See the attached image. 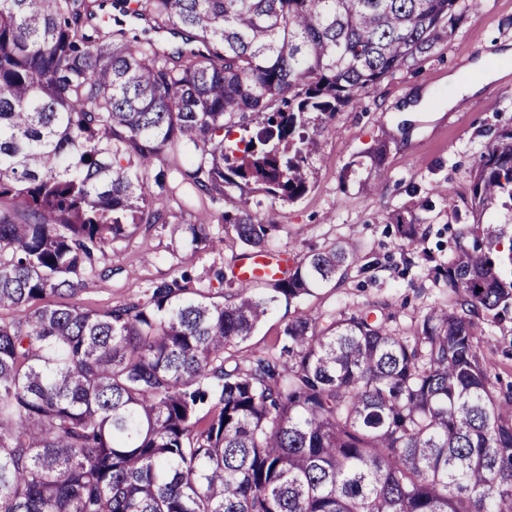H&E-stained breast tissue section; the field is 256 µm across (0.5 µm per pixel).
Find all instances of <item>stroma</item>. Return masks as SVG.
Wrapping results in <instances>:
<instances>
[{
  "label": "stroma",
  "mask_w": 512,
  "mask_h": 512,
  "mask_svg": "<svg viewBox=\"0 0 512 512\" xmlns=\"http://www.w3.org/2000/svg\"><path fill=\"white\" fill-rule=\"evenodd\" d=\"M509 43L512 0H480L479 9L429 56L319 123L314 175L301 198L278 200L251 185L213 202L173 188L171 224L140 228L114 244L101 261L108 276L71 295L46 296L45 304L104 310L184 272L194 287L221 297L226 288L216 271L249 262L243 245L225 234L220 221L223 212L242 204L258 216L272 207L278 211L281 228L268 241L274 256L298 258L338 243L351 245L357 255L340 281L279 304L246 342V351L271 347L288 319L300 314L327 316L385 301L397 322L407 325L433 305L451 304V289L433 282L435 268L452 255L459 230L440 191L469 197L476 161L494 133L512 125V73L453 107L448 101L456 89L448 76L481 57L487 66H497V53ZM375 181L379 190L368 191ZM203 211L212 215L209 232L223 238V248L190 244L185 227ZM398 212L423 217L416 247H409L392 223ZM477 341L493 381L512 385V304L484 321Z\"/></svg>",
  "instance_id": "1"
}]
</instances>
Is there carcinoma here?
I'll return each instance as SVG.
<instances>
[{
  "label": "carcinoma",
  "instance_id": "obj_1",
  "mask_svg": "<svg viewBox=\"0 0 512 512\" xmlns=\"http://www.w3.org/2000/svg\"><path fill=\"white\" fill-rule=\"evenodd\" d=\"M479 0H0V512H512V390L476 341L512 300L459 234L438 278L455 295L407 328L389 304L299 315L242 354L281 301L341 277L333 245L229 299L163 281L102 311L42 304L104 274L108 248L167 224L164 154L191 192L249 184L294 201L310 186L305 114L332 115L451 37ZM165 31L161 43L138 31ZM263 127L230 152L225 134ZM458 223H512V127L476 166ZM255 253L271 209L221 215ZM211 215L186 232L215 249ZM422 218L397 219L408 243Z\"/></svg>",
  "mask_w": 512,
  "mask_h": 512
}]
</instances>
